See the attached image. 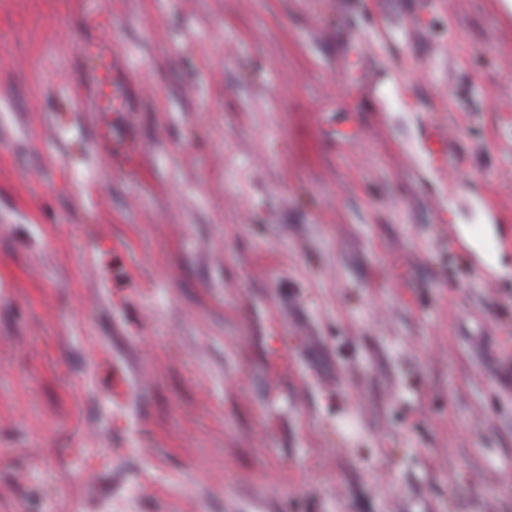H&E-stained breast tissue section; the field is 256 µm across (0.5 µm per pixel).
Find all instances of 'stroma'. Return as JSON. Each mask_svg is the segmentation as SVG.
Masks as SVG:
<instances>
[{
    "label": "stroma",
    "mask_w": 512,
    "mask_h": 512,
    "mask_svg": "<svg viewBox=\"0 0 512 512\" xmlns=\"http://www.w3.org/2000/svg\"><path fill=\"white\" fill-rule=\"evenodd\" d=\"M475 200L502 0H0V512H512Z\"/></svg>",
    "instance_id": "obj_1"
}]
</instances>
